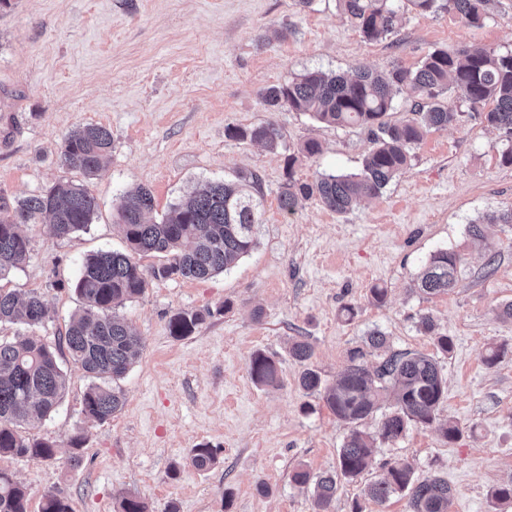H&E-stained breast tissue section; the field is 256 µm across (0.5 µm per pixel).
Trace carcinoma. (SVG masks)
Here are the masks:
<instances>
[{
	"label": "carcinoma",
	"instance_id": "cac0c4a2",
	"mask_svg": "<svg viewBox=\"0 0 512 512\" xmlns=\"http://www.w3.org/2000/svg\"><path fill=\"white\" fill-rule=\"evenodd\" d=\"M342 10L368 41L390 34L398 11L391 0H339ZM418 13L445 11L459 16L468 26L478 27L490 17L491 0H407ZM407 90L418 97L412 116L391 123L385 120L394 110V92ZM453 94L469 105L471 117L496 129L512 143V52L471 51L465 47L428 52L411 71L394 68L383 76L359 67L350 75L320 69L308 71L283 84L262 91L273 110L288 108L307 112L331 126H360L371 133V148L357 173H320L311 182L288 175L280 192V206L288 214L300 201L318 197L328 209L347 213L362 201L380 196L409 165L411 151L433 130L459 121L461 113L445 104ZM492 103L487 109L485 105ZM230 138L262 143L270 149L281 144L277 125L267 122L253 127L232 126ZM112 154V132L100 125H83L65 138L61 151L64 165L85 175L98 171ZM154 199L149 189L135 187L123 192L117 205L118 221L128 250H100L86 257L80 267L75 291L85 302L70 321L62 343L72 362L91 379L82 401V413L91 421L104 422L121 410L126 399L113 383L129 370L141 348V340L116 315V307L141 296L152 279L204 280L223 273L257 245L263 224V201L259 177L246 175L237 181H214L186 194L173 204L162 219L152 222L147 215ZM98 204L85 188L58 182L28 196L6 202L0 197V280L20 268L29 253L24 224L47 219L46 229L54 238H66L88 228ZM163 253L166 263L146 268L140 258ZM462 256L438 249L424 263L413 283L416 292L433 296L456 284ZM48 309L36 291L20 298L0 288V324L35 327L45 323ZM205 319L201 312L183 311L169 320L170 335H191ZM419 331L434 337L438 350L448 355L452 339L436 331L433 318L424 314ZM289 356L303 363L311 358V344L294 340ZM365 353L350 352L349 364L336 383L323 385L319 373L304 370L300 388L320 394L336 418L349 427L339 451L340 473L313 476L299 465L290 475L298 485H313L316 512H330L336 496L337 475L354 480L369 468L377 441L398 440L411 424L430 426L446 397V381L438 362L426 355L394 352L369 372ZM252 379L264 386L279 382L278 363L263 353L249 361ZM65 386L64 374L55 353L29 336L0 340V457L48 460L56 455V444L29 438L21 429L34 427L55 410ZM392 391L396 408L384 415L376 435L357 428L379 408L386 391ZM192 464L206 469L215 462L212 448L193 450ZM408 492L410 512H448L453 490L439 477L413 478L410 464L395 461L386 475L367 484L365 495L374 502ZM27 490L13 476L0 470V512H29ZM39 512H73L67 497L47 492Z\"/></svg>",
	"mask_w": 512,
	"mask_h": 512
}]
</instances>
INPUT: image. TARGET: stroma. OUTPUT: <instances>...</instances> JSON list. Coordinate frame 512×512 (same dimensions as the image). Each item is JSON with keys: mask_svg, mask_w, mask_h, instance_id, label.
<instances>
[{"mask_svg": "<svg viewBox=\"0 0 512 512\" xmlns=\"http://www.w3.org/2000/svg\"><path fill=\"white\" fill-rule=\"evenodd\" d=\"M460 46L512 51V0H492L480 27L406 7L395 32L374 43L338 0L308 7L299 0H0V197L70 181L98 202L89 229L63 239L27 225L29 256L0 280L21 295L42 293L48 307L43 325L2 324L0 338L35 336L55 351L66 378L55 411L27 431L57 442L56 456L0 458V468L30 492L31 506L54 491L73 512H118L128 493L149 512H315L312 488L291 482L290 473L299 464L315 474L336 470L348 428L320 395L299 387V376L309 367L333 385L349 351L377 328L390 350L436 357L447 396L437 426L413 425L398 441L380 443L368 472L339 482L332 512H352L357 499L363 512H407L402 494L383 503L361 497L396 460L409 462L415 478L447 480L454 491L448 512H512L492 498L512 480V318L501 312L512 302V226L491 221L512 208L505 141L447 96L462 121L429 133L381 197L343 215L313 197L289 215L279 207L287 179L359 171L370 134L272 111L261 98L264 88L311 69H412L430 50ZM269 121L283 135L273 151L225 134ZM87 123L112 133L111 159L90 177L60 159L65 136ZM310 139L322 146L313 158L300 152ZM241 172L260 179L257 246L228 272L153 280L119 307L142 350L119 382L122 410L102 423L87 420L82 400L90 380L59 338L83 305L74 290L83 259L126 248L115 218L120 194L148 188L158 220L195 187ZM475 222L483 223L485 241L469 236ZM440 248L459 251L463 264L455 288L425 299L410 284ZM375 285L388 291L380 306L368 299ZM181 311L208 317L176 339L168 322ZM424 314L452 338L450 354L419 331ZM297 336L313 347L308 364L288 355ZM501 345L506 356L486 366L485 351ZM257 352L278 361L280 386L251 379ZM451 419L461 434L450 442L438 427ZM77 433L84 445L75 451L68 439ZM201 444L216 456L203 470L191 462Z\"/></svg>", "mask_w": 512, "mask_h": 512, "instance_id": "obj_1", "label": "stroma"}]
</instances>
